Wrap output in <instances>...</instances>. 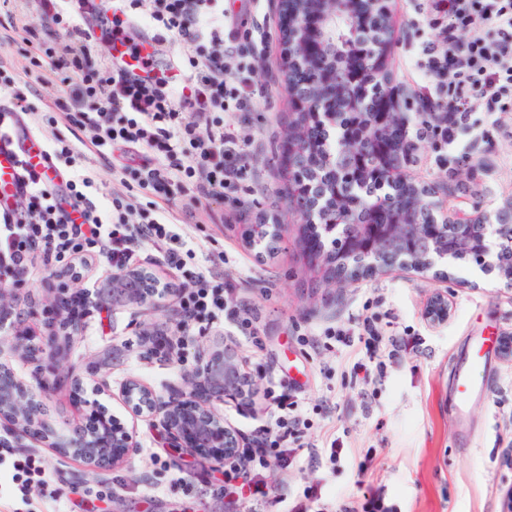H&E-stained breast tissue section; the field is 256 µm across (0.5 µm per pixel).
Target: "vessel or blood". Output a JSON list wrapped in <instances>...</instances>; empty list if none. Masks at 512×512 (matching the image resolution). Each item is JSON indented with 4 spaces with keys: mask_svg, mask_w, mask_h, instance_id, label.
Masks as SVG:
<instances>
[{
    "mask_svg": "<svg viewBox=\"0 0 512 512\" xmlns=\"http://www.w3.org/2000/svg\"><path fill=\"white\" fill-rule=\"evenodd\" d=\"M34 169L46 181H54L56 170L42 143L36 139L19 141L15 135L0 136V208L6 207L11 198L20 190V167ZM498 342L496 334H488L475 339L467 353L466 363L458 365L451 379L453 400L451 413L454 418H462L468 404L476 393L470 367L486 362Z\"/></svg>",
    "mask_w": 512,
    "mask_h": 512,
    "instance_id": "1",
    "label": "vessel or blood"
}]
</instances>
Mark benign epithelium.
Wrapping results in <instances>:
<instances>
[{
    "label": "benign epithelium",
    "mask_w": 512,
    "mask_h": 512,
    "mask_svg": "<svg viewBox=\"0 0 512 512\" xmlns=\"http://www.w3.org/2000/svg\"><path fill=\"white\" fill-rule=\"evenodd\" d=\"M282 20V30L288 35L283 55V75H288V62L292 61L306 71L323 69L321 83L315 95L308 98L299 87L284 80L291 104L301 115L310 116L321 127L336 132L341 127L342 108H356L359 98L341 99L337 94L336 78L324 70L330 53V45L336 43L334 27L336 18L353 23L351 31L359 39V60L363 69L386 73L388 59L394 42L391 24L384 27L382 37L370 38L368 31L358 24V10L368 13L374 4L383 5L385 18H391L389 0H322L323 7L316 12L322 44L315 45L312 32L306 23L304 0H276ZM308 156L307 144L302 135L288 136L285 165L289 170L301 168ZM290 197L303 225L315 232L306 239L307 250L325 257L330 262L336 254L325 251V242L336 237L347 239L354 251L348 257L356 260V269L367 274L386 273L395 266L414 271L427 272L448 263L450 254L436 243V234L448 233L467 242L473 231L480 234L481 270L495 273L508 286H512V269L502 270L498 266L500 245L512 241V201L492 213L474 216L460 211L448 214L440 201L430 204L431 211L439 214L438 224L431 229L426 224L414 223L413 209L404 206L392 224L362 226L353 223L352 215L345 213L338 224L323 221V192L312 187L302 189L290 187ZM414 224L415 233L421 238L422 248L415 260L403 257L393 250L391 237L399 224ZM89 302L96 308L118 303H144L136 288H104L90 292ZM448 298L436 292L430 298L426 318L436 325L448 319ZM20 317L0 292V329H15ZM12 350L34 364L33 383L17 378L11 366L0 362V422L8 430L29 436L53 448L63 458L82 461L92 472L109 471L122 467L135 450L134 431L122 425L108 407L99 400L86 401L95 416L94 429L87 433L84 426L76 425L64 434L50 418L44 398L49 382L42 377L40 355H49L59 350L56 337L42 340L23 330L14 336ZM240 366L234 350L220 342L216 344L208 360L187 373V389L164 398L135 378L125 381L121 389L124 403L132 407L138 417L158 419L169 438L182 448H194L218 467L231 464L238 457L240 446L235 433L213 411L212 403L226 397L246 394L242 388Z\"/></svg>",
    "instance_id": "obj_1"
}]
</instances>
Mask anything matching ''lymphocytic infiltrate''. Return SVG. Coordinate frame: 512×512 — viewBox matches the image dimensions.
Returning <instances> with one entry per match:
<instances>
[{
	"label": "lymphocytic infiltrate",
	"instance_id": "f902f5d3",
	"mask_svg": "<svg viewBox=\"0 0 512 512\" xmlns=\"http://www.w3.org/2000/svg\"><path fill=\"white\" fill-rule=\"evenodd\" d=\"M7 23L0 44L15 42L19 16L41 20L39 53L31 64L43 82L64 85L63 100L38 111L17 95L0 104V131H11L18 113L31 116L52 160H64L72 176L60 187L23 171L26 209L0 213V285L37 273L65 272L82 277L100 263L117 273L133 265L137 245L160 253L181 275L175 296L184 326L207 330L230 317L242 335L256 337L249 313L230 306L234 286L220 267L223 252L196 264L182 246L168 209L174 189L193 200L220 198L237 188L251 160L225 113L257 111L262 94L246 80L227 76V61L254 47L260 28L228 12L224 0H0ZM416 20L430 35L408 49L406 64L420 71L414 111L429 121L415 133L440 149L475 131L471 113H486L478 133L501 128L512 112V0H417ZM149 30L159 45L171 40L194 45L193 55L167 66L141 51L135 28ZM123 45L126 59L99 54L101 44ZM136 157L123 166L134 191L100 206L91 199L89 160L107 164L115 147ZM152 200L142 206L137 190ZM376 316L357 328L329 327L326 342L337 350L354 348L352 378L365 383L382 377L385 360L415 348L407 333L380 335ZM274 409L259 427L255 446L241 451L225 473L227 481L249 476L250 498L268 503L269 489L259 470L286 468L296 459L294 445L309 420L304 403L285 381L266 389Z\"/></svg>",
	"mask_w": 512,
	"mask_h": 512
}]
</instances>
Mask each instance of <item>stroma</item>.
I'll return each mask as SVG.
<instances>
[{
	"instance_id": "1",
	"label": "stroma",
	"mask_w": 512,
	"mask_h": 512,
	"mask_svg": "<svg viewBox=\"0 0 512 512\" xmlns=\"http://www.w3.org/2000/svg\"><path fill=\"white\" fill-rule=\"evenodd\" d=\"M391 7L397 45L388 69L400 101L408 102L417 85L406 69L405 50L428 31L411 25L412 0H392ZM262 11L269 20L267 38L244 58L243 74L266 94L258 111L231 117L252 143L254 179L240 183L233 201L192 204L178 196L172 202L174 215L188 209L203 215V222L190 229L196 251H223L224 274L235 285L232 302L255 315L260 345L233 335L223 322L208 334L185 337L169 358L143 356L142 331L165 328L166 309L176 303L172 296L162 306L118 304L107 318L84 317L82 331L64 341L66 364L81 372L103 349H121L106 376L109 393L102 401L122 424L135 428L139 451L124 468L95 474L79 461L60 459L44 444L9 437L14 457L36 455L47 483L25 497L11 486L0 487V512H53L59 503L66 512H254L252 501L225 492L222 468L200 453L173 447L159 423L134 416L118 395L131 377L163 395L184 388L185 367L197 365L219 338L235 349L256 389L250 403L228 399L214 406L225 425L240 433L244 447H251L255 428L267 417L270 405L263 390L275 377L291 383L314 408L303 442L335 434L355 451L335 466L309 464L302 451L293 467L264 471L269 484H287L291 498L317 486L328 512H342L371 495L381 497L390 512H503L512 490V359L496 350L487 364L472 367L478 392L460 422L449 410L450 372L475 337L491 331L512 336V288L476 264L454 260L438 280L397 267L340 283L331 280L323 264L310 262L277 160L285 150L284 132L295 119L281 73L280 19L273 0H264ZM36 52V43L18 42L0 48V60L21 72ZM16 91L40 109L62 95L59 84L38 82L33 72H21L13 88L0 90V98L10 99ZM506 125L507 132L491 138L464 139L443 159L431 143L416 142L412 178L447 189L452 205L465 212L494 211L512 199V114ZM463 151L469 162L459 161ZM259 215L281 227L274 254L258 255L242 239L244 225ZM107 274L96 264L79 283L58 276L27 279L13 299L23 327L40 336L55 333L44 311L51 291L88 288ZM438 291L447 296L450 314L433 326L425 311ZM368 310L392 312L396 330L419 339L414 351L388 362L382 384L352 381L335 351L298 342V333L349 327ZM364 459L369 469L362 477L358 463Z\"/></svg>"
}]
</instances>
